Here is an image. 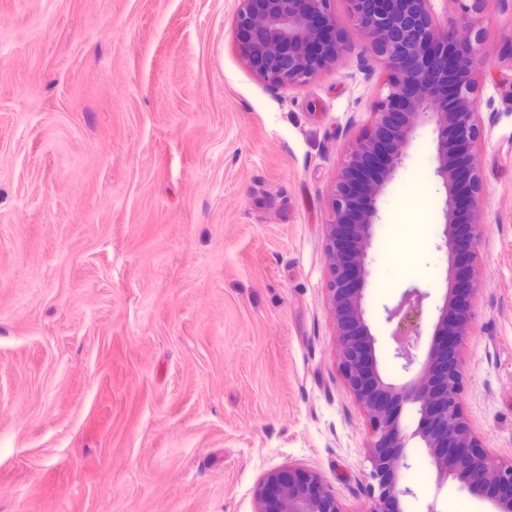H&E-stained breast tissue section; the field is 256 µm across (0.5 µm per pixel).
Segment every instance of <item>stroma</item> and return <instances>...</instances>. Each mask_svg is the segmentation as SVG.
<instances>
[{
  "mask_svg": "<svg viewBox=\"0 0 512 512\" xmlns=\"http://www.w3.org/2000/svg\"><path fill=\"white\" fill-rule=\"evenodd\" d=\"M239 0H0V512H254L271 471L372 504V429L348 390L327 224L386 70L347 0V48L276 87L247 67ZM482 191L462 411L512 458V2L474 14ZM436 133L419 130L376 225L365 308L381 373L405 375L384 306L446 288ZM399 224L405 256L384 241ZM400 512H488L409 440Z\"/></svg>",
  "mask_w": 512,
  "mask_h": 512,
  "instance_id": "stroma-1",
  "label": "stroma"
}]
</instances>
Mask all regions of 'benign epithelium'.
Segmentation results:
<instances>
[{
  "mask_svg": "<svg viewBox=\"0 0 512 512\" xmlns=\"http://www.w3.org/2000/svg\"><path fill=\"white\" fill-rule=\"evenodd\" d=\"M351 17L371 43L388 77L374 108L370 131L350 148L332 194L327 224L328 297L336 323L340 369L364 408L373 432L371 478L378 496L368 512H395L399 497L414 495L399 483L411 467L402 452L419 439L437 471L493 512H512V460L493 459L466 421L460 403L463 372L458 346L472 315L477 291L474 260L481 212L476 146L482 136L476 74L484 60L472 37L481 0H457L459 22L439 29L430 20V0H348ZM332 0H240L234 31L248 67L273 86L307 82L336 63L345 50L331 12ZM438 132L435 174L444 192L441 238L446 248L449 288L436 306L437 321L423 361L413 353L420 318L430 294L406 288L384 306L397 322L395 357L411 374L402 384L384 380L376 338L365 318L374 226L381 219L384 189L403 166L419 128ZM414 406L416 428L406 433L404 405ZM255 512H341L335 495L314 472L288 466L268 473Z\"/></svg>",
  "mask_w": 512,
  "mask_h": 512,
  "instance_id": "obj_1",
  "label": "benign epithelium"
}]
</instances>
